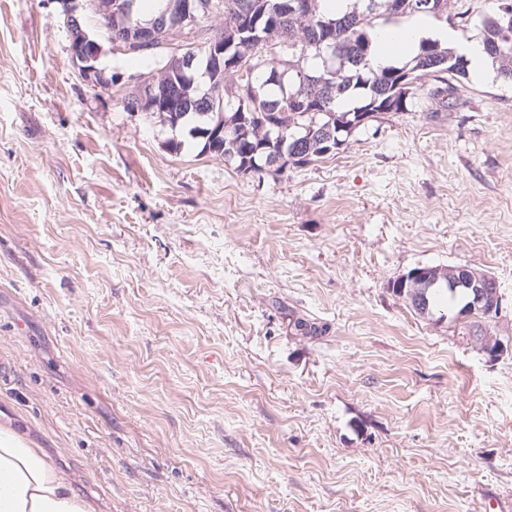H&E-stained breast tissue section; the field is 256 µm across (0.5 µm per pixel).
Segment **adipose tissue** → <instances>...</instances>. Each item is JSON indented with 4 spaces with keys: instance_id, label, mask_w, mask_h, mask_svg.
I'll return each instance as SVG.
<instances>
[{
    "instance_id": "1",
    "label": "adipose tissue",
    "mask_w": 512,
    "mask_h": 512,
    "mask_svg": "<svg viewBox=\"0 0 512 512\" xmlns=\"http://www.w3.org/2000/svg\"><path fill=\"white\" fill-rule=\"evenodd\" d=\"M454 40L452 31L430 28L425 19L399 32L376 30L373 62L402 65L417 53L421 40ZM0 512H91L42 449L31 447L16 431L0 427Z\"/></svg>"
}]
</instances>
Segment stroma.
Here are the masks:
<instances>
[{"label":"stroma","mask_w":512,"mask_h":512,"mask_svg":"<svg viewBox=\"0 0 512 512\" xmlns=\"http://www.w3.org/2000/svg\"><path fill=\"white\" fill-rule=\"evenodd\" d=\"M102 55L0 0V426L95 512H512V83L242 175L124 109L163 56ZM435 265L497 280L502 357L392 294Z\"/></svg>","instance_id":"stroma-1"}]
</instances>
